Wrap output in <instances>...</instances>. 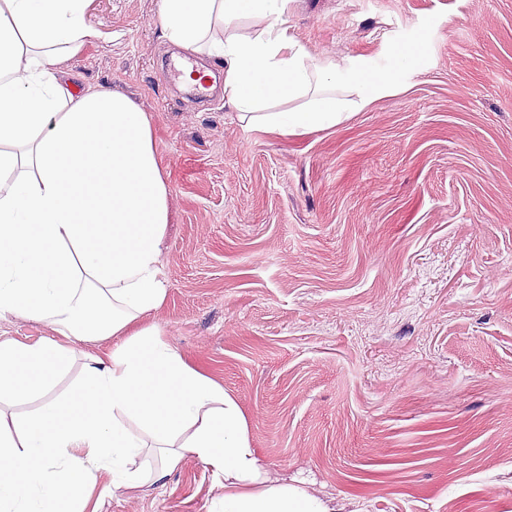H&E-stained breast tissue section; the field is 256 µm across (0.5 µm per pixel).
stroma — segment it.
<instances>
[{
    "label": "stroma",
    "instance_id": "obj_1",
    "mask_svg": "<svg viewBox=\"0 0 512 512\" xmlns=\"http://www.w3.org/2000/svg\"><path fill=\"white\" fill-rule=\"evenodd\" d=\"M161 0H91L70 61L149 115L170 188L154 320L274 473L344 512H512V0H290L315 59L415 71L336 127L247 130L171 75ZM186 458L101 512H210ZM419 55V47H403L394 56L392 66L388 72L392 75H400L415 69L418 63Z\"/></svg>",
    "mask_w": 512,
    "mask_h": 512
}]
</instances>
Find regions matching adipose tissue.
<instances>
[{
    "label": "adipose tissue",
    "mask_w": 512,
    "mask_h": 512,
    "mask_svg": "<svg viewBox=\"0 0 512 512\" xmlns=\"http://www.w3.org/2000/svg\"><path fill=\"white\" fill-rule=\"evenodd\" d=\"M89 0H0V320L46 323L56 339L0 337V512H100L108 493L163 488L185 457L224 482L214 512H342L302 481L273 477L236 398L189 365L151 316L169 184L149 117L126 95L72 88L68 61L98 32ZM288 0H161L165 38L224 68V98L246 128L297 135L350 116L389 74L313 59L282 26ZM252 31L238 28L241 20ZM290 102V109L277 105ZM111 341L84 357L67 398L65 342ZM40 401L32 414L20 405ZM109 477L98 485L97 474Z\"/></svg>",
    "instance_id": "ef3b65f1"
}]
</instances>
